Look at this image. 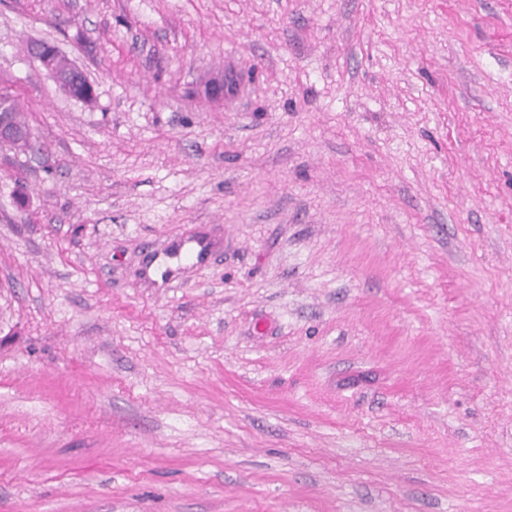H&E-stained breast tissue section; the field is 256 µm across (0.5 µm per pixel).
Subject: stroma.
<instances>
[{
  "mask_svg": "<svg viewBox=\"0 0 512 512\" xmlns=\"http://www.w3.org/2000/svg\"><path fill=\"white\" fill-rule=\"evenodd\" d=\"M0 94V512H512V0H0ZM31 54L65 94L80 100L85 97H93L94 91L92 87L84 93H80L82 98H79L77 95V87L85 77V74L80 67L72 64L68 74L61 75L56 68L53 54L48 52L41 42H34L32 44Z\"/></svg>",
  "mask_w": 512,
  "mask_h": 512,
  "instance_id": "stroma-1",
  "label": "stroma"
}]
</instances>
